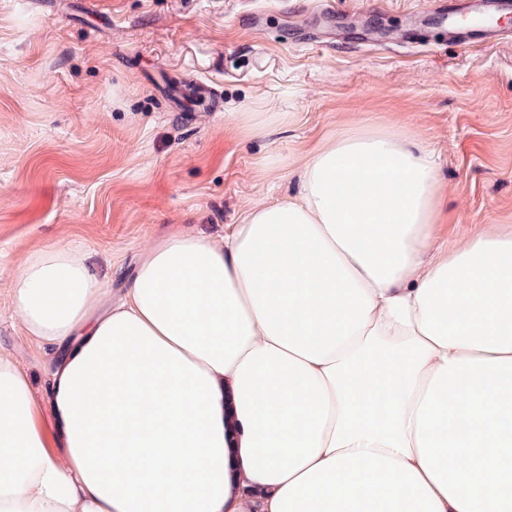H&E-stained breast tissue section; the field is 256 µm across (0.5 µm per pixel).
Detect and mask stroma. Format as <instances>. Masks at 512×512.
Wrapping results in <instances>:
<instances>
[{"instance_id":"35a3bbf8","label":"stroma","mask_w":512,"mask_h":512,"mask_svg":"<svg viewBox=\"0 0 512 512\" xmlns=\"http://www.w3.org/2000/svg\"><path fill=\"white\" fill-rule=\"evenodd\" d=\"M315 2L0 0V355L29 376L43 428L56 350L21 326L12 281L46 247L81 250L120 294L159 241L223 237L297 192L325 140L373 126L435 155L431 252L512 233V38L457 46L425 0H339L398 44L357 25L317 46ZM417 28L428 45H411ZM193 80L220 110H172L166 86Z\"/></svg>"}]
</instances>
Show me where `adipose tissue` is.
<instances>
[{"label":"adipose tissue","mask_w":512,"mask_h":512,"mask_svg":"<svg viewBox=\"0 0 512 512\" xmlns=\"http://www.w3.org/2000/svg\"><path fill=\"white\" fill-rule=\"evenodd\" d=\"M223 243L165 238L118 303L76 249L13 281L55 346L49 451L0 358V512H512V237L430 254L433 156L330 138Z\"/></svg>","instance_id":"1"}]
</instances>
